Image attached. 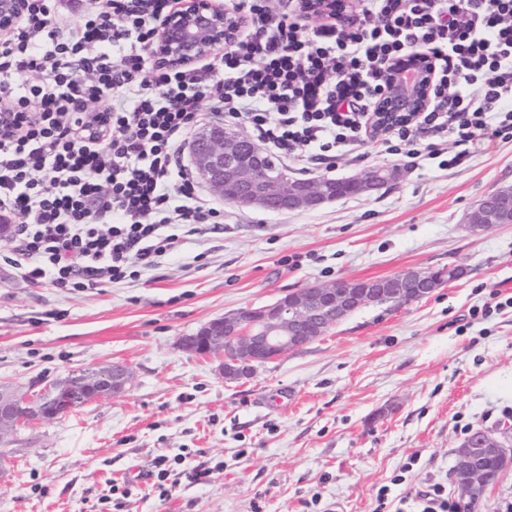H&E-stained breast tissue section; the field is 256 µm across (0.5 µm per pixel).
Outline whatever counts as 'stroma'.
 I'll list each match as a JSON object with an SVG mask.
<instances>
[{
	"instance_id": "35a3bbf8",
	"label": "stroma",
	"mask_w": 512,
	"mask_h": 512,
	"mask_svg": "<svg viewBox=\"0 0 512 512\" xmlns=\"http://www.w3.org/2000/svg\"><path fill=\"white\" fill-rule=\"evenodd\" d=\"M373 167L398 175L318 209L225 204L223 233L119 285L33 286L0 258V385L37 390L114 361L135 373L128 392L0 445V512H98L115 481L132 490L124 512H376L384 485L392 512H415L429 485L455 491L467 430L512 444V307L499 303L512 296V224L467 223L512 186V139L453 167L370 148L313 175ZM448 266L462 277L431 297L364 308L248 380L224 382L218 360L178 347L291 291ZM178 454L214 473L160 496L141 475Z\"/></svg>"
}]
</instances>
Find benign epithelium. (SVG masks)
<instances>
[{
	"label": "benign epithelium",
	"mask_w": 512,
	"mask_h": 512,
	"mask_svg": "<svg viewBox=\"0 0 512 512\" xmlns=\"http://www.w3.org/2000/svg\"><path fill=\"white\" fill-rule=\"evenodd\" d=\"M302 7L309 16L325 19L336 2L303 0ZM22 10L23 0H0V31L10 28ZM238 31L235 14L212 0H189L159 25L156 53L169 66L183 67L232 43ZM430 86L426 62L420 58L398 61L379 111L391 116L421 112ZM189 157L200 181L215 195L266 212L316 208L340 198L337 184H347L360 194L379 189L393 176L373 168L346 178L298 181L278 169L271 157L248 138L222 127L196 132L189 144ZM504 203L512 204V198L488 199L482 212L485 221L472 224V231L477 233L494 223L495 207ZM445 283L447 278L441 275L423 279L412 270L362 286L338 279L214 319L196 333L181 337L179 348L190 356L219 358L224 381L236 382L318 340L328 328L357 310L386 303L409 305L430 296ZM133 383L130 367L112 362L56 380L33 393L0 388V443L21 425L65 417L92 401L122 394ZM486 460L494 461L500 470L512 463V448L506 447L494 430L478 431L456 449L455 469L466 477L458 489L459 512H469L493 482L484 467Z\"/></svg>",
	"instance_id": "benign-epithelium-1"
}]
</instances>
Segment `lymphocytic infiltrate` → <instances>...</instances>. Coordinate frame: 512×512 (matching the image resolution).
<instances>
[{
  "label": "lymphocytic infiltrate",
  "mask_w": 512,
  "mask_h": 512,
  "mask_svg": "<svg viewBox=\"0 0 512 512\" xmlns=\"http://www.w3.org/2000/svg\"><path fill=\"white\" fill-rule=\"evenodd\" d=\"M0 36V222L30 284H119L224 230L178 152L221 113L308 166L369 147L459 164L512 138V0H352L347 27L310 24L284 0H235L234 42L186 68L153 55L178 0H96L70 23L26 0ZM436 59L429 104L377 130L391 64Z\"/></svg>",
  "instance_id": "f902f5d3"
}]
</instances>
